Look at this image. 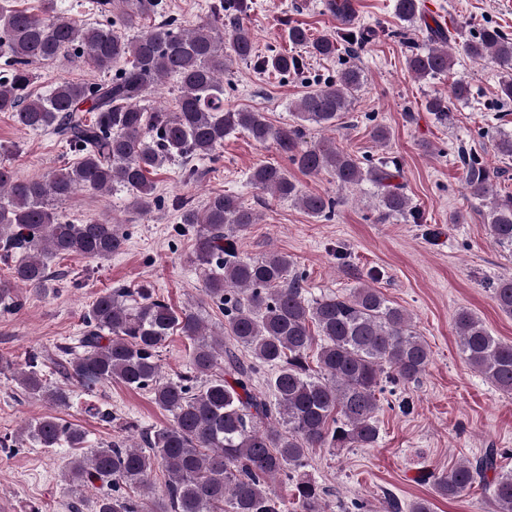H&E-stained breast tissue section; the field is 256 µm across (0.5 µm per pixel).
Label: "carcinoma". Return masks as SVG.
Instances as JSON below:
<instances>
[{
	"mask_svg": "<svg viewBox=\"0 0 512 512\" xmlns=\"http://www.w3.org/2000/svg\"><path fill=\"white\" fill-rule=\"evenodd\" d=\"M327 8L345 25L338 37L313 38L307 29L288 27V41L313 56L331 57L342 46L366 40L349 27L350 0H328ZM93 22L71 17L58 0H41L36 12L0 3V112L24 131L49 133L74 153L38 179L20 180L0 161V262L10 277L0 278V310L23 305L18 286L44 291L58 275L56 258L73 254L106 261L127 241L121 225L97 218L78 224L57 211L79 191L129 193L144 212L161 206L149 175L179 164L181 176L197 175L195 160L221 159L224 137L237 130L275 144L302 173H328L340 188L370 184L379 217L414 214L404 186L389 161L365 166L330 140L309 143L308 125L336 126L364 83L356 63L334 82L317 85L297 101L294 121L274 127L260 112L224 109V71L232 60L261 71L298 74L302 58L282 52L256 55L247 6L241 0H211L206 18L190 29L166 18V0H92ZM396 17L410 27L423 21L421 0H395ZM162 17L153 25L146 19ZM450 35L429 29V45L407 58L411 73L434 79L448 73ZM458 53L498 62L501 101H512V39L485 28L461 38ZM69 56L103 79L63 81L41 94L30 87L37 71ZM175 83L176 106L148 104L157 87ZM439 120L450 118L448 97L426 101ZM497 154L512 158V130H499ZM499 172L465 161L467 195L486 205L487 229L503 249L512 250V195L498 192ZM251 186L298 204L310 217L329 220L336 199L304 192L274 165L256 167ZM178 223L195 231L191 264L203 274V297L224 311V327L211 332L196 307L175 311L155 289L110 288L83 314L79 345L59 364L63 376L92 392L112 381L147 389L170 422L141 436L88 448L69 461L65 477L107 490L95 512H326L323 488L307 471L311 448H371L379 430L383 381L409 383L431 362L426 342L408 313L390 304L376 288L360 284L347 295L307 296L305 280L286 253L242 255L237 240L258 220L232 194L209 197L201 206L181 202ZM497 308L512 317V277L493 285ZM177 329L191 341L190 374L176 380L162 373L159 349ZM461 357L496 389L512 394V342L491 335L473 312L455 316ZM41 356L24 362L0 357V373L17 375L23 392L62 408L72 391L50 386ZM267 369V391L255 375ZM206 376L199 386L194 379ZM21 436L40 448H87V435L56 416H44ZM502 448L431 473L434 493L455 499L474 485L487 492L486 512H512V471L498 470ZM167 479L155 492L154 472ZM277 476L290 483L283 495L271 485Z\"/></svg>",
	"mask_w": 512,
	"mask_h": 512,
	"instance_id": "1",
	"label": "carcinoma"
}]
</instances>
